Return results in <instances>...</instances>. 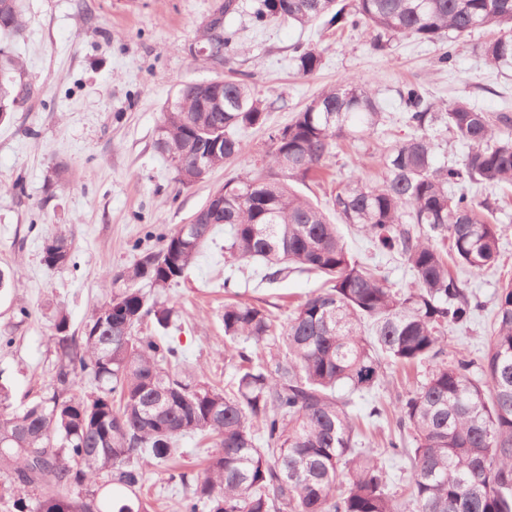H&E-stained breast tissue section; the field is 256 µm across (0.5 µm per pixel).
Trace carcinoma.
Here are the masks:
<instances>
[{"mask_svg":"<svg viewBox=\"0 0 512 512\" xmlns=\"http://www.w3.org/2000/svg\"><path fill=\"white\" fill-rule=\"evenodd\" d=\"M238 8V0H220L204 24L205 43L229 72L224 110L212 104L209 82L190 81L163 111L156 146L182 185L238 159L239 132L267 122L271 104L230 53L225 18ZM277 20L321 21L336 31L362 25L378 48L404 36L451 48L494 25L481 54L496 69H512V0H260L253 23ZM24 28L20 4L0 0V120L31 95L14 51ZM294 65L311 77L321 52L298 50ZM401 98L414 134L380 153L379 184L358 177L338 184L331 197L338 223L292 183L321 180L337 147L383 124L375 94L355 77L270 129L252 173L224 182V207L197 210L193 237L179 225L113 274L110 296L79 332L59 318L51 386L0 413V469L23 491H45L16 498L14 512H90L91 496L96 512H148L140 497L148 466L170 469L182 437L214 448L202 474L179 473L183 512H512V282L496 295L484 379L471 376L464 356L445 359L448 328L470 322L478 307L448 262L479 275L501 256L498 229L484 218L491 204L450 187L512 185V114L457 98L437 116L415 85ZM438 119L467 147L458 166L434 163L439 144L428 130ZM221 224L224 265L260 261L268 281L290 269L325 279L283 324L237 293L224 302V338L239 358L224 389L183 377L167 334L141 335L148 322L168 330L173 308L137 287L164 292L179 283ZM341 224L399 255L410 286L394 288L354 258ZM43 255L50 267L67 263V239L47 240ZM386 362L425 369L420 384L369 413L394 427L384 453L410 466L407 481L393 486L348 410L351 396L384 385ZM85 378L94 391L78 390ZM70 488L76 496L61 494Z\"/></svg>","mask_w":512,"mask_h":512,"instance_id":"obj_1","label":"carcinoma"}]
</instances>
